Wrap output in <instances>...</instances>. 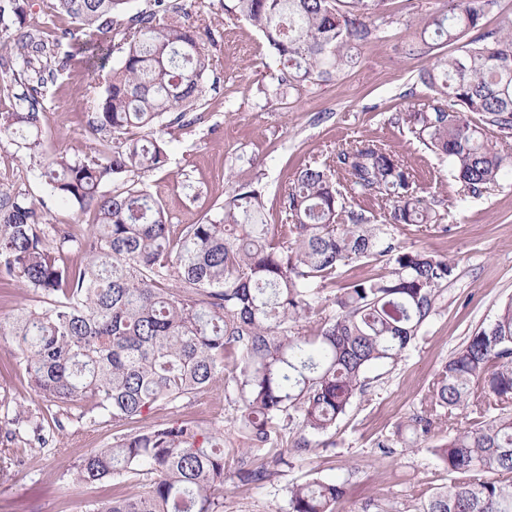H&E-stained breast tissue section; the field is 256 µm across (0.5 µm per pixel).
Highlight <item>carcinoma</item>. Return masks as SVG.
I'll use <instances>...</instances> for the list:
<instances>
[{
	"mask_svg": "<svg viewBox=\"0 0 512 512\" xmlns=\"http://www.w3.org/2000/svg\"><path fill=\"white\" fill-rule=\"evenodd\" d=\"M131 0H49L74 27L53 38L18 21L7 35L19 67L11 112L0 134L41 155L43 88L74 55L55 53L82 31V63L100 92L88 124L102 133L91 154L64 152L39 161L50 190L73 207L91 208L95 224L74 236L53 224L27 194L0 188V287L22 284L48 299L0 320L16 347L32 390L47 403L56 430L112 419V444L67 468L76 484L138 476L96 512H223L224 430L192 421L136 427L159 404L191 401L220 379L235 386L240 437L234 476L267 483L281 431L293 452L330 432L367 392L366 374L401 359L435 314L454 271L446 257L385 240L384 224H434L429 196L407 163L385 144L354 139L335 155L313 159L281 200V223L264 218L265 194L232 186L222 212L171 233L168 213L145 182L168 156L165 125L182 123L204 93L211 26L191 23L178 0H151L131 13ZM494 0H448V11L424 18L420 56L479 29ZM386 0H233L224 10L257 28L281 68L266 102L342 73L352 45L385 34ZM118 40L113 46L108 39ZM123 53L109 66L113 48ZM434 92L425 110L409 112L411 133L448 159L469 194L496 185L512 159L502 154L478 114L512 131V32L486 31L462 53L420 76ZM111 181L116 187L102 190ZM369 201L379 216L353 208ZM83 262L72 264V252ZM379 271L347 282L336 312L315 328L318 288L344 279L355 262ZM474 415L431 448L448 472L414 512H512V301L476 329L435 373L419 410L377 442L391 448L408 431L435 435L442 416ZM9 439L46 444L41 423L16 413ZM289 512H336L343 486L312 478L293 484Z\"/></svg>",
	"mask_w": 512,
	"mask_h": 512,
	"instance_id": "1",
	"label": "carcinoma"
}]
</instances>
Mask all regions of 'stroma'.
Here are the masks:
<instances>
[{
  "instance_id": "stroma-1",
  "label": "stroma",
  "mask_w": 512,
  "mask_h": 512,
  "mask_svg": "<svg viewBox=\"0 0 512 512\" xmlns=\"http://www.w3.org/2000/svg\"><path fill=\"white\" fill-rule=\"evenodd\" d=\"M183 2L190 17H205L221 35L206 45L212 71L206 94L190 114L191 124L165 129L168 163L146 179L165 206L173 233L216 214L228 186L237 184H260L266 193L265 220L278 223L279 198L295 173L311 158L327 157L363 137L381 141L407 162L442 217L440 224L427 228L391 226L395 243L437 252L455 265L436 313L406 359L372 368L366 395L354 402L323 445L289 455L288 465L280 467L272 482L240 487L234 477H227L224 512H288L289 487L316 477L345 485L346 496L336 512H360L370 498L412 507L421 494L448 481L430 451L431 441L389 449L377 442L418 408L432 375L464 338L490 323L512 300V176L481 195L464 196L447 160L416 139L403 120L405 113L432 100L421 74L461 49L460 43L451 42L424 56L405 53L419 37V19L446 9L448 0H388L387 37L363 42L355 64L336 79L271 104L262 90L277 75L280 62L262 34L226 13L220 0ZM89 82L76 61L44 88V153L80 157L97 146L87 124L95 97ZM38 164L12 138L0 137V185L28 193L51 223L84 235L94 222L93 212L78 211L54 195L41 180ZM19 408L38 420L46 415L44 402L16 360L14 345L0 337V439ZM237 408L219 382L191 404L152 408L139 424L191 420L205 430L225 429L229 442ZM113 435L107 421L78 433L57 434L44 448L19 445V464L0 474V512H90L115 491H134L132 476L118 485L110 479L75 484L64 473L65 464L111 444Z\"/></svg>"
}]
</instances>
